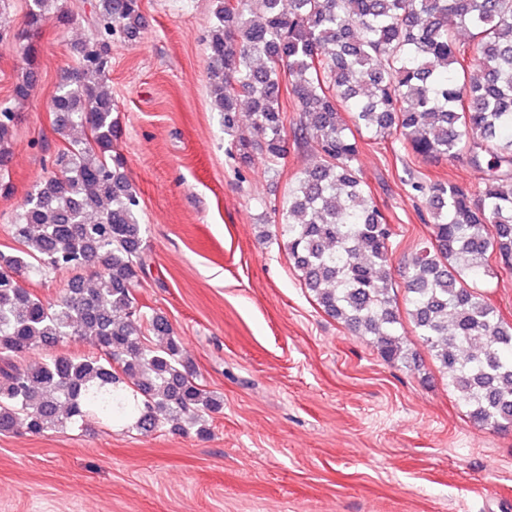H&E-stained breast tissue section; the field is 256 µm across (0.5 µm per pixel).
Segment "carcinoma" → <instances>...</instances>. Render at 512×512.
Wrapping results in <instances>:
<instances>
[{"label":"carcinoma","mask_w":512,"mask_h":512,"mask_svg":"<svg viewBox=\"0 0 512 512\" xmlns=\"http://www.w3.org/2000/svg\"><path fill=\"white\" fill-rule=\"evenodd\" d=\"M22 41L52 19L54 0H28ZM142 0H97V37L74 43L75 65L52 100L64 148L10 225L19 248L0 250V434L78 429L91 418L131 421L148 434L170 426L209 434L221 396L194 377L184 340L147 315L134 293L142 271L140 198L112 154L109 42L138 38ZM209 80L239 162L278 173L287 103L300 112L294 144L315 157L288 185L280 236L318 306L366 336L382 359L407 367L408 320L466 416L512 430V326L482 286L512 269V0H214ZM36 72L14 87L27 99ZM248 110L250 130L240 127ZM18 115L0 104V171ZM393 140L438 163L488 155L494 173L476 187L405 179L428 215L430 239L394 273L395 232L358 163L359 139ZM70 275L48 301L23 279ZM404 290L401 317L394 290ZM89 342L91 355H26Z\"/></svg>","instance_id":"1"}]
</instances>
